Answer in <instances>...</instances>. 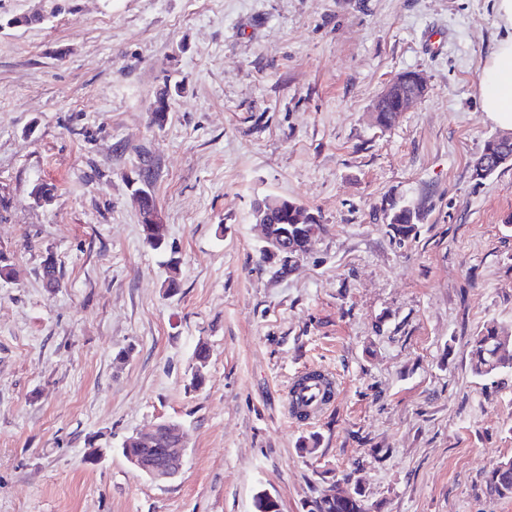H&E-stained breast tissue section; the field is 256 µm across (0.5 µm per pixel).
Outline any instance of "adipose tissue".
Masks as SVG:
<instances>
[{"mask_svg": "<svg viewBox=\"0 0 512 512\" xmlns=\"http://www.w3.org/2000/svg\"><path fill=\"white\" fill-rule=\"evenodd\" d=\"M495 9L506 34L480 68V101L487 119L512 129V0H496Z\"/></svg>", "mask_w": 512, "mask_h": 512, "instance_id": "adipose-tissue-1", "label": "adipose tissue"}]
</instances>
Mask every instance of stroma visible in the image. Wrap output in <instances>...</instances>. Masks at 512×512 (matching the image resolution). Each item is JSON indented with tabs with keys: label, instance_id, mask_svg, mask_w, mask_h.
<instances>
[{
	"label": "stroma",
	"instance_id": "stroma-1",
	"mask_svg": "<svg viewBox=\"0 0 512 512\" xmlns=\"http://www.w3.org/2000/svg\"><path fill=\"white\" fill-rule=\"evenodd\" d=\"M500 36L494 0H0V512H308L344 480L368 512H512L485 491L512 373L486 385L468 357L484 324L512 331V165L474 175ZM406 70L426 94L381 128ZM144 152L172 296L126 178ZM267 195L322 217L299 260L263 254ZM404 205L422 219L401 241ZM307 367L339 397L297 422ZM164 419L188 445L155 484L122 443Z\"/></svg>",
	"mask_w": 512,
	"mask_h": 512
}]
</instances>
